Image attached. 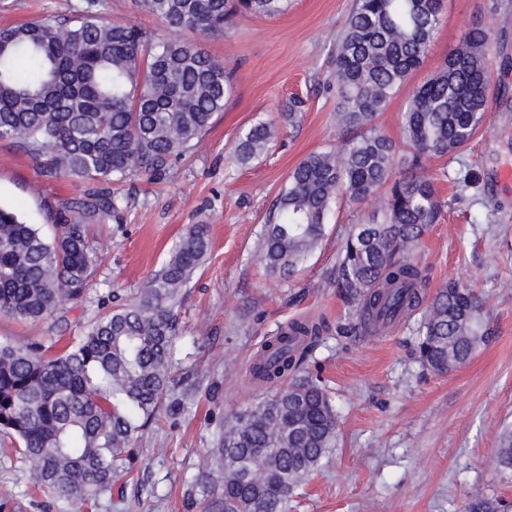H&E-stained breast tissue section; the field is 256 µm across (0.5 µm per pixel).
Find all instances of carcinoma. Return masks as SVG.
<instances>
[{
	"label": "carcinoma",
	"mask_w": 512,
	"mask_h": 512,
	"mask_svg": "<svg viewBox=\"0 0 512 512\" xmlns=\"http://www.w3.org/2000/svg\"><path fill=\"white\" fill-rule=\"evenodd\" d=\"M174 33L106 22L96 0L61 18L0 27V142L30 155L45 181L92 184L77 217L45 239L0 205V317L37 320L81 301L98 261L85 218L104 219L120 201L106 185L142 173L172 176L193 142L224 111L238 74L178 37L224 32L236 14L275 17L288 0H139ZM444 0H354L336 42V122L355 135L310 153L272 203L259 260L291 274L318 246L340 196L368 201V222L348 233L336 285L356 320L348 332L422 305L428 267L417 251L444 207L428 173L431 158L456 153L490 119L491 31L477 25L412 92L403 126L407 169L375 125L421 67ZM278 134L260 122L238 138L246 165ZM210 248L198 224L180 238L140 297L100 316L71 344L54 349L0 342V433L17 441L32 483L84 502L112 490L135 433L155 418L172 373L175 307ZM484 305L450 281L429 298L420 321L421 364L444 373L485 343ZM321 322H294L264 343L252 363L262 383H282L224 422L214 465L195 478L201 512H288L295 489L336 446L337 417L323 387L297 375L322 336ZM512 479V430L494 457Z\"/></svg>",
	"instance_id": "cac0c4a2"
}]
</instances>
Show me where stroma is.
Returning <instances> with one entry per match:
<instances>
[{"instance_id": "stroma-1", "label": "stroma", "mask_w": 512, "mask_h": 512, "mask_svg": "<svg viewBox=\"0 0 512 512\" xmlns=\"http://www.w3.org/2000/svg\"><path fill=\"white\" fill-rule=\"evenodd\" d=\"M77 0H0V25L64 16ZM353 0H291L276 17L241 15L198 45L240 78L223 113L186 154L174 177L142 175L120 184L122 208L92 219L98 262L86 297L40 321L0 318V341L76 340L113 298L131 300L193 225L210 251L182 297L172 381L159 411L137 434L128 475L82 505L35 490L12 441L0 436V512H199L189 493L212 463L224 422L267 395L249 365L287 323L322 319L328 331L304 372L325 387L338 418L336 446L294 492L289 512H512V481L492 465L498 437L512 428V115L493 113L470 145L431 159L444 203L418 250L431 286L455 280L482 298L491 335L445 374L416 353L420 318L382 335H340L348 305L336 286L345 237L372 211L339 199L319 247L292 274L255 259L269 207L308 154L339 144L338 99L326 90L335 40ZM490 27L493 92L512 100V0H446L421 65L377 127L403 140L402 114L414 85L431 75L474 25ZM296 120H289V112ZM261 121L281 127L247 165L238 134ZM38 169L23 150L0 143V205L53 237L86 189L62 177L33 193Z\"/></svg>"}]
</instances>
